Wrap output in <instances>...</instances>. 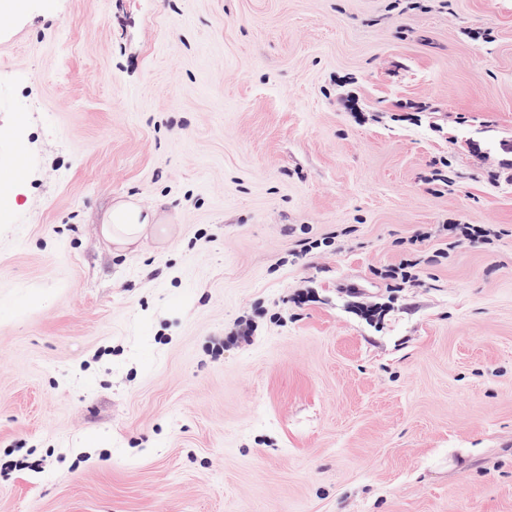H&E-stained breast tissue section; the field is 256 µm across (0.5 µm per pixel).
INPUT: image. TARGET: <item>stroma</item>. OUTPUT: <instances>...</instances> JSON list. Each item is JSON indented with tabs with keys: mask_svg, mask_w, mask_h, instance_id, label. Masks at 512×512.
Instances as JSON below:
<instances>
[{
	"mask_svg": "<svg viewBox=\"0 0 512 512\" xmlns=\"http://www.w3.org/2000/svg\"><path fill=\"white\" fill-rule=\"evenodd\" d=\"M506 140L512 0L0 15V512H512ZM155 217V211L145 209L130 197L112 205L104 218L102 232L117 250H125L147 234Z\"/></svg>",
	"mask_w": 512,
	"mask_h": 512,
	"instance_id": "35a3bbf8",
	"label": "stroma"
}]
</instances>
